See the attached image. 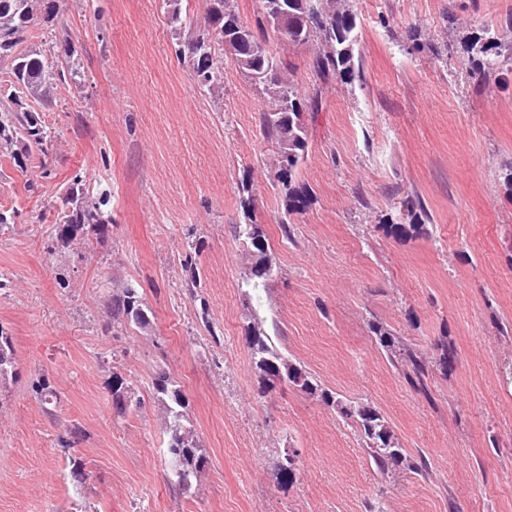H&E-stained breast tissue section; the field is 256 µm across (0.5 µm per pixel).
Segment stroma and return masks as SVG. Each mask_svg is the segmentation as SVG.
<instances>
[{
    "label": "stroma",
    "instance_id": "stroma-1",
    "mask_svg": "<svg viewBox=\"0 0 512 512\" xmlns=\"http://www.w3.org/2000/svg\"><path fill=\"white\" fill-rule=\"evenodd\" d=\"M57 2L81 79L38 108L55 136L35 159L52 176L0 153V207L17 211L0 232V328L17 370L0 382V512H367L377 500L385 512H512V72L480 83L462 51L499 28L512 0H349L361 65L348 85L320 84L313 48L267 33L302 96H321L296 173L310 202L290 239L266 101L234 63L207 94L175 55L163 0ZM77 177L86 196L108 194L112 223L61 247L42 214ZM408 194L430 222L386 235ZM250 218L276 267L259 300L242 286L231 231ZM126 282L144 290L149 331L108 325ZM254 320L326 388L374 404L427 472L382 477L331 407L292 386L260 395L244 331ZM374 323L429 359L440 340L453 344L429 395L390 364ZM162 369L208 456L186 491L166 470L152 396ZM116 373L141 408L115 412ZM43 376L58 393L49 410L32 389ZM74 428V447H62ZM288 446L300 456L283 486ZM73 457L84 483L70 477Z\"/></svg>",
    "mask_w": 512,
    "mask_h": 512
}]
</instances>
